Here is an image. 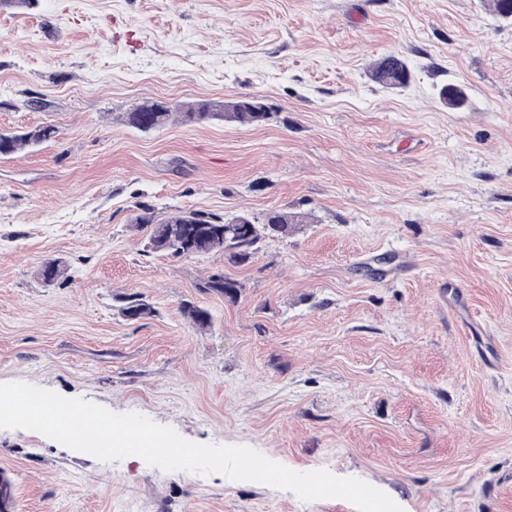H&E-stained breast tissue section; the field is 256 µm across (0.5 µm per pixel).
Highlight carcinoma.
I'll use <instances>...</instances> for the list:
<instances>
[{"instance_id":"carcinoma-1","label":"carcinoma","mask_w":512,"mask_h":512,"mask_svg":"<svg viewBox=\"0 0 512 512\" xmlns=\"http://www.w3.org/2000/svg\"><path fill=\"white\" fill-rule=\"evenodd\" d=\"M372 78L387 88L398 89L409 83L411 75L404 59L394 54L376 61ZM173 116L186 125H205L224 119L250 125L264 121L268 113L255 111L250 97L230 104L202 102L181 108L150 101L121 113L119 120L138 131L151 132L166 126ZM57 133V128L50 124L17 132L0 131V157L16 156L28 148L55 139ZM135 223L146 226V247L154 252L189 259L220 252L224 255V262L243 265L255 257L262 238L288 234L289 218L286 213L272 210L265 213L260 223L250 216H239L223 222L208 213L185 211L157 221L151 209L145 208L143 213L135 217ZM64 267L65 263L61 260L46 261L41 265L40 276L44 282L55 284L61 279ZM203 290L233 300L238 295V284L226 278L224 273L216 272L207 278ZM181 309L197 329L204 331L211 326L212 315L208 310L191 303L182 304ZM153 313L155 309L137 295L127 297L126 305L122 308L123 316L132 321ZM0 512H15L12 484L6 479H0Z\"/></svg>"}]
</instances>
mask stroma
I'll return each instance as SVG.
<instances>
[{"label": "stroma", "mask_w": 512, "mask_h": 512, "mask_svg": "<svg viewBox=\"0 0 512 512\" xmlns=\"http://www.w3.org/2000/svg\"><path fill=\"white\" fill-rule=\"evenodd\" d=\"M388 54L406 87L373 80ZM243 97L268 119H117ZM41 124L54 140L0 158V383L355 477L404 512H512V20L491 0L3 5L0 129ZM145 208L302 221L233 266L148 251ZM219 269L236 300L203 291ZM127 295L154 314L125 320ZM1 472L17 512H357L22 429L0 428Z\"/></svg>", "instance_id": "1"}]
</instances>
